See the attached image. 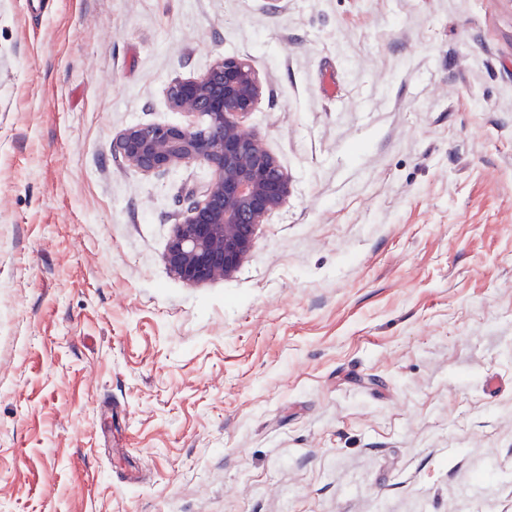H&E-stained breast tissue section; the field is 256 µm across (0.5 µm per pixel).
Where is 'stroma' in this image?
<instances>
[{
  "label": "stroma",
  "instance_id": "1",
  "mask_svg": "<svg viewBox=\"0 0 512 512\" xmlns=\"http://www.w3.org/2000/svg\"><path fill=\"white\" fill-rule=\"evenodd\" d=\"M220 56L292 193L189 285L111 143ZM0 512H512V0H0Z\"/></svg>",
  "mask_w": 512,
  "mask_h": 512
}]
</instances>
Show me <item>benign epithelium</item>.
<instances>
[{
  "mask_svg": "<svg viewBox=\"0 0 512 512\" xmlns=\"http://www.w3.org/2000/svg\"><path fill=\"white\" fill-rule=\"evenodd\" d=\"M264 92L251 61L218 57L167 87L170 108L202 124H138L112 138V156L145 176L187 165L212 176L183 197L164 255L174 276L202 284L232 276L249 257L256 229L288 201L291 179L264 140L243 124Z\"/></svg>",
  "mask_w": 512,
  "mask_h": 512,
  "instance_id": "benign-epithelium-1",
  "label": "benign epithelium"
}]
</instances>
